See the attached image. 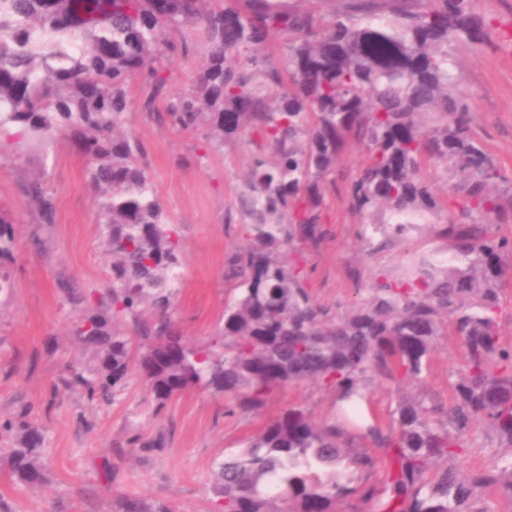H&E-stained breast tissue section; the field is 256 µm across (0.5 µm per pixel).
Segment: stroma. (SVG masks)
Instances as JSON below:
<instances>
[{"label": "stroma", "mask_w": 512, "mask_h": 512, "mask_svg": "<svg viewBox=\"0 0 512 512\" xmlns=\"http://www.w3.org/2000/svg\"><path fill=\"white\" fill-rule=\"evenodd\" d=\"M473 9L486 20L492 38L458 45L456 76L472 131L498 163L505 186L512 187V53L501 39L512 22V0H474ZM172 36L187 41L188 55L160 63L164 97L152 99L146 81L129 85L121 128L146 146L149 181L170 222L180 227L182 268L174 316L184 339L195 345L221 324L230 293L224 260L247 243L242 226L248 218L240 197L258 136L245 131L223 149L210 151L203 132L168 123L167 100L191 89L208 52L197 29L186 27ZM88 167L71 136L59 137L44 151L15 143L0 157V214L9 216L16 242L11 289L0 295V416L30 406V418L44 434L47 478L40 486L12 482L8 452L13 441L0 435V497L12 512H114L122 497L164 505L170 512H208L217 460L242 448L289 407L300 406L318 419L327 416L334 396L303 381L276 390L259 412L228 415L224 397L192 389L173 397L158 414L147 381L135 370L109 404L61 387L69 365L87 367L93 360L72 333V314L57 280L101 289L111 262ZM31 176L45 180L58 204L55 224L42 232L37 245L30 238L36 216L20 190ZM321 218L329 235L319 248L306 251V282L317 301L339 313L350 306L356 283L366 282L371 271L397 269L408 252L441 244L430 229L368 255L360 237L366 219L349 208L341 191L328 194ZM463 369V349L455 336H447L414 392L449 403V385ZM158 433L165 437L162 450L131 443L135 435ZM467 441L470 451L459 460L464 470L499 463L501 450L483 424L474 425Z\"/></svg>", "instance_id": "35a3bbf8"}]
</instances>
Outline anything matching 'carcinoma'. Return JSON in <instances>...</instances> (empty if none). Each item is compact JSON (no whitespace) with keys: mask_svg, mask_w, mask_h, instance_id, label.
<instances>
[{"mask_svg":"<svg viewBox=\"0 0 512 512\" xmlns=\"http://www.w3.org/2000/svg\"><path fill=\"white\" fill-rule=\"evenodd\" d=\"M328 17L286 0H0V132L34 148L70 131L102 190L99 222L112 252L109 286L73 287L63 300L73 333L93 353L70 366L69 386L111 401L135 368L161 412L175 395L204 388L258 412L273 392L301 381L335 396L317 422L290 407L215 464L209 512H339L352 499L372 512H489L478 495L512 504V345L501 336L502 258L512 238L489 231L507 210L492 192L500 167L470 131L456 91L452 49L490 38L473 0H332ZM198 24L209 52L195 85L168 102L169 123L224 142L259 136L241 207L248 244L230 253L224 279L235 297L206 342L177 330L173 300L180 233L155 196L147 151L116 134L135 78L165 84L156 64L188 51L170 31ZM288 36L286 59L270 62L271 38ZM286 88L281 94L276 88ZM367 163L345 188L349 207L371 216L361 237L379 252L448 210L444 245L411 253L391 274L372 273L336 314L306 286L301 245L326 236L320 222L336 161L348 138ZM465 176L452 200L432 188L437 173ZM36 212L32 232L55 223L41 179L21 184ZM15 236L0 216V292L10 285ZM465 354L449 408L424 398L399 403L395 424L375 415L367 382L421 380L440 337ZM483 423L511 460L464 472L471 426ZM13 438L11 480L44 482L43 430L22 409L0 421Z\"/></svg>","mask_w":512,"mask_h":512,"instance_id":"cac0c4a2","label":"carcinoma"}]
</instances>
